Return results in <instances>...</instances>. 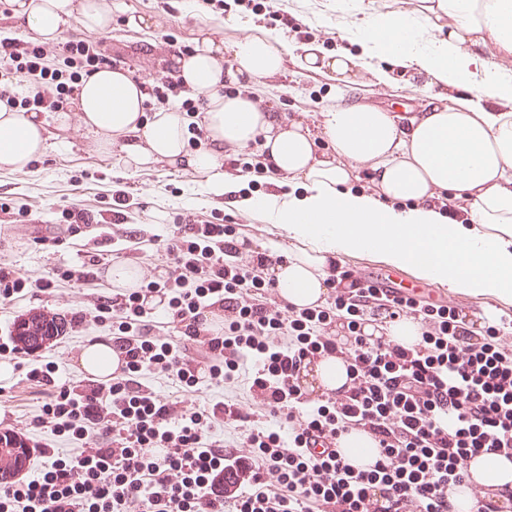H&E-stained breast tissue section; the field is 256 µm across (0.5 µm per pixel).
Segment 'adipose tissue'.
Here are the masks:
<instances>
[{"label": "adipose tissue", "mask_w": 512, "mask_h": 512, "mask_svg": "<svg viewBox=\"0 0 512 512\" xmlns=\"http://www.w3.org/2000/svg\"><path fill=\"white\" fill-rule=\"evenodd\" d=\"M17 26L38 41L57 42L73 22L93 32L112 27L106 0H7ZM434 22L420 26L398 12L366 14L352 34L367 59L426 73L445 87L467 91L448 104L438 97L418 114L399 115L359 102L337 103L324 114L328 154L318 155L307 128L262 110L254 92L224 96L225 80L261 79L280 72L293 49L270 32L245 35L232 46L202 36L170 65L181 85L206 94V142L189 149L188 119L171 108L144 112V82L104 67L83 79L78 119L98 134L115 162L138 171L165 161L207 175L226 206L258 212L284 230L297 249L272 271L290 307L319 303L326 268L336 256L372 253L413 268L449 292L512 301V113L474 103L489 96L512 102V0H432ZM491 47L493 58L474 53ZM304 70L347 82L352 56H324L315 46L296 55ZM49 138L40 113L0 102V170L21 172ZM259 148L269 171L295 182L294 190L240 195L225 182L224 151ZM371 166L376 192L352 189L349 163ZM438 191L464 201L466 224L449 223L430 202Z\"/></svg>", "instance_id": "ef3b65f1"}]
</instances>
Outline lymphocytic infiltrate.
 Here are the masks:
<instances>
[{"label": "lymphocytic infiltrate", "mask_w": 512, "mask_h": 512, "mask_svg": "<svg viewBox=\"0 0 512 512\" xmlns=\"http://www.w3.org/2000/svg\"><path fill=\"white\" fill-rule=\"evenodd\" d=\"M57 54L70 73L47 65ZM0 62L8 74L0 101L54 112L105 57L76 39L1 40ZM16 82L33 83L31 94L13 95ZM68 216L69 235L92 233L93 247L55 278L97 286L100 267L120 256L115 237L96 229L90 209L75 205ZM263 236L257 225L183 215L151 236L168 256L166 278L99 296L89 312L108 326L127 374L81 390L55 379L51 365L28 371L48 388L33 427L75 448L44 454L0 489V512H455L470 454L512 450V338L476 327L457 306L361 285L335 262L324 302L292 309L269 275L284 254L246 251ZM153 295L165 298L162 311L148 308ZM400 320L417 323L415 341L366 331ZM321 355L346 364V380L309 399L300 378ZM146 371L177 395L144 385ZM204 380L244 385L249 415L231 400L185 404L183 393ZM219 417L238 426L233 440L213 438ZM358 430L378 444L372 469L312 449L318 438Z\"/></svg>", "instance_id": "f902f5d3"}]
</instances>
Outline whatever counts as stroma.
Returning <instances> with one entry per match:
<instances>
[{
	"mask_svg": "<svg viewBox=\"0 0 512 512\" xmlns=\"http://www.w3.org/2000/svg\"><path fill=\"white\" fill-rule=\"evenodd\" d=\"M112 28L106 33L87 31L74 24L67 38L88 41L107 48L113 66L128 71L144 82L158 76H171L168 61L172 55L189 50L197 36L207 34L232 44L247 32L264 29L283 32L295 46L316 44L327 55L336 53L359 55L360 48L348 33L361 22L363 13L399 11L422 20L427 0H362L360 9H337L336 0H271L272 11L280 10L309 27V34L281 31L270 14L254 15L242 10L236 0H224L223 8L208 6L205 0H115ZM150 17L153 26L139 30L128 25L129 16ZM378 60L353 69L351 86L336 87L327 77L299 69L286 60L281 72L259 83L261 101L269 102L274 111L288 121L301 123L313 134H320L322 114L335 106L339 96L358 94L363 103L390 112H417L424 97L439 94L456 101L464 98L463 90L442 87L429 75L413 70L392 69L389 85L378 84L374 75ZM75 102L65 107L70 119L67 125L50 122L47 148L22 172L0 170V200L31 211L34 220L21 223L0 212V260L12 263L24 276L52 278L57 268L79 264L84 251V238L70 237L65 211L71 204L103 212L107 222H118L130 229H141L144 236L158 232L161 225L172 223L179 214L202 221L231 215L240 224L263 225V246L291 254L293 243L287 235L266 223L256 212H226L223 196L213 193L206 176L160 162L147 171L131 172L116 166L110 153L100 149L94 135L83 128L75 117ZM126 191L122 205H114L118 191ZM63 238L59 247L37 242L38 234ZM348 268L380 270L403 287L414 289L421 303L459 306L477 326L499 325L512 317V302L492 297H474L449 292L447 286L420 278L410 267H393L370 253L340 257ZM94 291L77 288L55 280L48 292L28 293L12 304L0 305V337L11 335L18 319L41 312L66 320L64 335L45 345L44 361L53 362L61 374L81 380L78 363L82 348L103 333L90 321L73 323L75 313L92 308ZM40 388L28 380L25 368H13L9 377L0 378V422L9 424L19 435L43 448H66V441L43 430L33 428L38 415Z\"/></svg>",
	"mask_w": 512,
	"mask_h": 512,
	"instance_id": "obj_1",
	"label": "stroma"
}]
</instances>
